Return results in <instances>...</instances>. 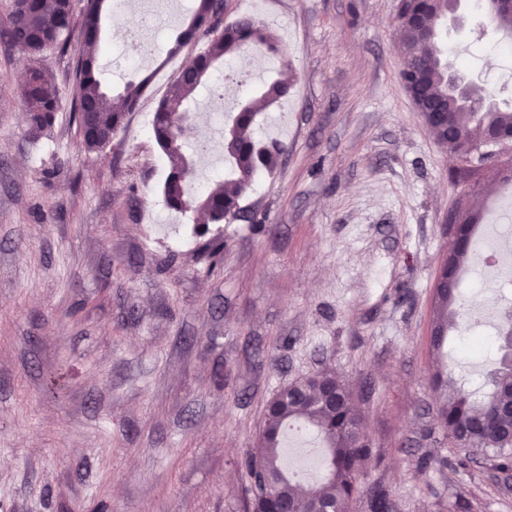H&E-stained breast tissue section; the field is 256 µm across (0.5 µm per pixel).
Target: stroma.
<instances>
[{
  "instance_id": "1",
  "label": "stroma",
  "mask_w": 512,
  "mask_h": 512,
  "mask_svg": "<svg viewBox=\"0 0 512 512\" xmlns=\"http://www.w3.org/2000/svg\"><path fill=\"white\" fill-rule=\"evenodd\" d=\"M106 0L104 85L149 86L103 150H86L72 114L80 28L66 48L32 56L9 45L13 0H0V512H241L267 402L321 372L348 387L372 456L347 512H512V485L437 419L432 379L471 390L499 365L503 311L477 288L473 250L458 322L440 354L430 336L434 284L459 201L491 214L512 194L501 166L469 172L431 134L401 79L399 0H265L276 63L295 84L273 172L259 174L245 220L195 234L165 207L167 162L152 134L170 81L203 50L171 47L191 0H162L166 32L128 36L144 0ZM472 10L444 41L460 72L512 104V56L495 51ZM290 38H283L280 21ZM40 65L58 92L54 124L33 136L19 71ZM268 72L246 52L219 64L192 106L195 145L216 107L231 110ZM224 243L214 252L211 242ZM65 378L62 390L50 376Z\"/></svg>"
}]
</instances>
